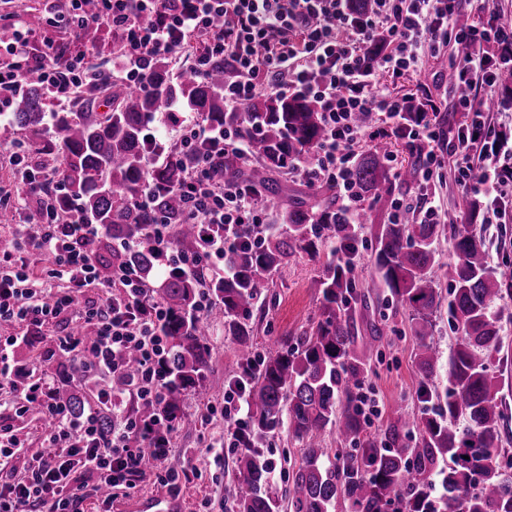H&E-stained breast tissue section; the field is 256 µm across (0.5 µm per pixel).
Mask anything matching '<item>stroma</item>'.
<instances>
[{
    "label": "stroma",
    "mask_w": 512,
    "mask_h": 512,
    "mask_svg": "<svg viewBox=\"0 0 512 512\" xmlns=\"http://www.w3.org/2000/svg\"><path fill=\"white\" fill-rule=\"evenodd\" d=\"M429 85L436 94H444L448 73L436 57L423 55L417 71L394 84L399 96L419 98L420 85ZM322 270V263L300 253L288 258L272 275V283L259 298L251 317L257 345H264L271 338H295L316 323L321 313V295L314 281ZM359 291L366 302L357 316L358 335L364 342H371L372 327L388 326L389 332L381 341V355L365 387L381 407L394 404L419 412L421 404L416 391L419 379L412 363L413 339L410 332L409 312L393 304L380 307L378 296L385 290L379 284L374 269L371 249H363L358 269ZM495 312L499 318L503 348L492 364V369L502 380L505 404L504 428L508 437L507 451L500 458L503 474H512V297L498 301ZM211 349V362L207 372L208 395L198 399L186 395L183 400L185 413L192 424L177 427L172 437V448L183 459L188 475L178 488L164 487L154 474H146L135 489L119 493L112 500V512H132L141 501L163 496L177 504L176 512H228L231 497L232 469L236 449L225 447V425L222 406L229 379L236 374L239 353L236 345L224 334L223 326L211 327L204 336ZM12 424L18 438L24 441L26 453L16 456L8 466L0 469V481L10 483L23 478L30 456L42 451L41 421L26 416L13 418ZM268 456L274 463L270 475L271 491L276 496L285 495L288 470L299 456V444L280 429L268 439Z\"/></svg>",
    "instance_id": "obj_1"
}]
</instances>
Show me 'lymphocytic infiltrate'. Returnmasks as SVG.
Wrapping results in <instances>:
<instances>
[{"label": "lymphocytic infiltrate", "mask_w": 512, "mask_h": 512, "mask_svg": "<svg viewBox=\"0 0 512 512\" xmlns=\"http://www.w3.org/2000/svg\"><path fill=\"white\" fill-rule=\"evenodd\" d=\"M96 11L84 0H60L42 16L41 27L60 25L87 30L107 23L120 34L121 51L112 69H100L83 48L62 52L45 42L31 57L28 43L37 30L28 22L0 31L14 60L0 68V113L29 86L46 87L60 102L78 89L115 81L148 87L150 65L157 56L196 47L192 69L204 73L216 61L235 77L224 85V106L239 110L258 95H300L315 100L322 112L325 138L312 163L294 166L309 186L336 187L340 207L358 217L363 199L350 172L363 137L400 138L422 150L421 184H429L445 157H452L463 193L483 196V223L499 218L512 199V127L488 120L486 101L497 111L512 112V97L498 95L502 70H512V15L489 9L486 18L459 27V0H373L370 12H351L349 0H97ZM40 27V28H41ZM461 47L450 59L454 83L467 96L454 97L462 114L456 134L442 138L436 117L444 102L423 90V108L408 118L402 97L392 95L380 75L398 80L415 72L422 52L440 55L444 46ZM166 126L178 129V146L192 155L185 179L176 187L188 201L195 223L220 224L222 236L183 251L167 233L157 238L161 273L179 270L221 278L225 258L240 245L241 230L265 223L263 202L244 188L215 179L213 164L226 152L243 163L253 155L248 141L232 127L215 128L179 104L167 106ZM21 171L11 189L0 191V209H28L31 228L0 246V325L22 326L23 334L0 336V386H9L20 401L19 413L39 405L49 423L45 449L33 459L24 479L0 486V512H82L83 503L99 498L102 488L128 490L142 480L140 453L145 437L170 441L175 426H142L118 413L112 383L121 379L126 393L139 402L161 397L166 380L168 343L160 331L166 316L148 285L132 267H104L102 248L122 254L124 240L104 243L99 225L78 216L63 217L56 206L61 187L53 170H36L38 152L29 142L0 148ZM44 255L49 266L41 280L65 281L58 291L30 288V257ZM108 288V296L90 301L86 288ZM63 318L68 330L55 337L40 363L21 369L13 364L16 348L30 344L45 325ZM136 352L138 368L128 372L125 355ZM81 360L96 389V404L76 415L56 398L51 367L58 353ZM115 421L109 435L98 430L101 410Z\"/></svg>", "instance_id": "obj_1"}]
</instances>
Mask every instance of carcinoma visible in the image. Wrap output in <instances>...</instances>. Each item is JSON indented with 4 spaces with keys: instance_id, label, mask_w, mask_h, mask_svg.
<instances>
[{
    "instance_id": "obj_1",
    "label": "carcinoma",
    "mask_w": 512,
    "mask_h": 512,
    "mask_svg": "<svg viewBox=\"0 0 512 512\" xmlns=\"http://www.w3.org/2000/svg\"><path fill=\"white\" fill-rule=\"evenodd\" d=\"M233 76L218 62L202 77L186 73L174 80L169 56L162 55L154 62L149 89L121 82L98 87L112 111L101 114L96 101L89 100L80 112L54 113L66 189L59 207L102 225L107 238L136 242V250L121 260L139 268L148 281L156 268L155 225H169L172 243L185 249L224 231L221 224L192 223L186 201L176 191L154 194L148 208L135 205L149 184L178 185L192 163L189 155L171 154L146 167L149 152L159 145L144 135V128L161 106L179 101L212 126L237 128L249 140L255 163L247 168L228 152L216 162V178L237 182L261 197H280L285 187L277 175L290 161L309 162L323 139L321 112L310 98L269 95L253 98L237 112L224 109V83ZM45 101L42 88L29 87L16 100L12 120L0 123V143L41 139ZM420 163V150L410 151L399 178L413 183ZM351 178L361 196L374 204L389 201L394 193V176L377 149L357 156ZM331 191L332 186H322L324 199L316 211L306 200L295 203L286 211L281 232L248 228L260 234L259 241L227 255L232 274L224 279L209 282L178 272L164 278L155 292L168 312L161 325L169 343L168 384L163 398L139 405V421L191 423L183 411L185 393L199 398L207 394L210 353L202 340L203 324L222 323L224 335L239 345L250 411L248 426L237 436L231 512H281L279 498L268 490L273 463L263 448L285 423L300 444L288 490L290 512H332L340 499L351 512H512V476L504 475L498 464L504 451L501 382L489 372L502 344L493 308L504 296H512V268L490 267L482 234L471 224L458 223L455 213L448 214L445 224H416L395 222L390 213L371 209L360 212L354 223L336 208ZM357 224L370 225L382 287L410 312L419 397L438 403L437 411L415 420L403 408L389 407L381 434L367 431L361 407L373 346H358L354 332ZM442 241L449 242L455 256L448 316L457 342L448 355L447 384L441 388L432 384L439 359L432 316L441 307L436 255ZM328 247L331 258L315 282L322 298L321 318L296 344L282 338L257 351L248 318L269 287L271 273L293 254L317 259ZM202 288L218 306L196 318ZM57 362L66 375L56 396L78 411L85 404L78 389L87 382L84 366L65 353ZM328 429L336 430L353 451L324 447ZM434 474L441 477L444 490L439 499L432 498Z\"/></svg>"
}]
</instances>
